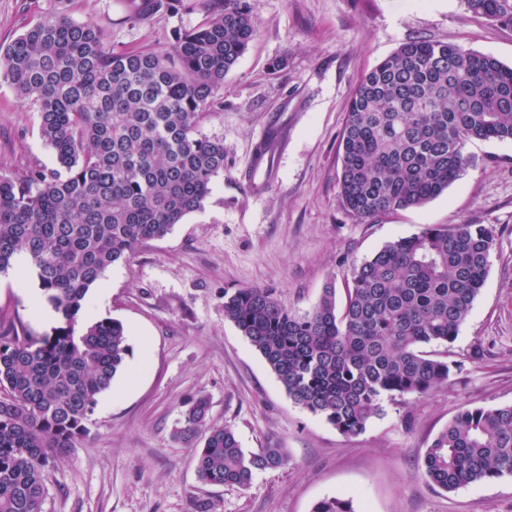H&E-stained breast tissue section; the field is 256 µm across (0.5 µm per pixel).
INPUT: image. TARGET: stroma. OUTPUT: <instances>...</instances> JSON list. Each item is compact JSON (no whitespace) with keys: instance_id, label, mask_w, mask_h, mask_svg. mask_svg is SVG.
Returning <instances> with one entry per match:
<instances>
[{"instance_id":"1","label":"stroma","mask_w":512,"mask_h":512,"mask_svg":"<svg viewBox=\"0 0 512 512\" xmlns=\"http://www.w3.org/2000/svg\"><path fill=\"white\" fill-rule=\"evenodd\" d=\"M203 0L133 22L130 0H73L71 17L101 24L114 50L153 48L199 25ZM259 32L224 79L200 132L224 142V171L201 211L110 266L81 316L125 327L130 352L98 399L89 433L46 475L45 512H312L325 498L355 512H512V478L453 493L433 487L424 454L460 410L512 404V142L474 140L473 163L436 199L375 222L343 206L339 145L363 74L415 39L452 43L512 67V27L464 0H248ZM57 0H0V44L56 12ZM273 170L252 189L262 150ZM35 106L0 81V175L54 168ZM483 224L495 242L488 275L448 358V384L423 397L383 399L365 431L346 437L295 405L260 354L224 317V293L275 289L305 313L326 285L344 299L354 267L425 226ZM53 333L31 315L12 276L0 277V334ZM204 395L208 421L231 427L245 451L287 448V467L250 488L196 475L194 449L175 440L186 402Z\"/></svg>"}]
</instances>
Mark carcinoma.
<instances>
[{"instance_id": "cac0c4a2", "label": "carcinoma", "mask_w": 512, "mask_h": 512, "mask_svg": "<svg viewBox=\"0 0 512 512\" xmlns=\"http://www.w3.org/2000/svg\"><path fill=\"white\" fill-rule=\"evenodd\" d=\"M512 27V0H465ZM180 0H140L137 22ZM258 31L247 0H209L197 27L160 48L115 51L104 28L62 10L0 45V80L39 111L57 167L0 176V273L21 259L61 325L40 338L0 336V512H40L46 472L88 433L89 417L129 353L122 323L82 322L111 265L201 210L224 171V142L199 132L224 77ZM512 141V67L430 40L402 44L360 80L341 142V197L362 221L421 207L471 163L472 140ZM494 245L483 224L426 226L355 267L343 306L336 289L300 314L271 288L224 291V317L262 356L288 396L344 436L381 401L420 397L456 369L450 345L483 287ZM209 401L188 402L175 438L196 450L198 478L250 486L288 465L278 445L246 453ZM429 483L451 493L512 477V405L468 408L432 439ZM312 512H354L332 497Z\"/></svg>"}]
</instances>
